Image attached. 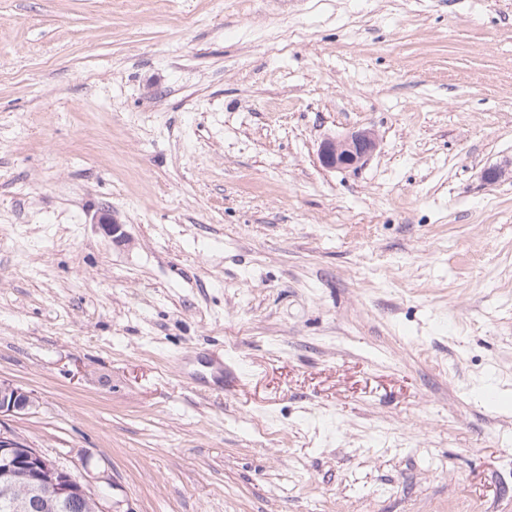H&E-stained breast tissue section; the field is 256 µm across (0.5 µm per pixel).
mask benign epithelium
I'll list each match as a JSON object with an SVG mask.
<instances>
[{
	"label": "benign epithelium",
	"mask_w": 512,
	"mask_h": 512,
	"mask_svg": "<svg viewBox=\"0 0 512 512\" xmlns=\"http://www.w3.org/2000/svg\"><path fill=\"white\" fill-rule=\"evenodd\" d=\"M374 132L360 130L342 139H327L319 160L329 169L363 163L376 149ZM34 404L31 392L0 381V417L19 414ZM0 484L6 489L5 506L11 512H66L93 494L66 469L14 435L0 429Z\"/></svg>",
	"instance_id": "1"
}]
</instances>
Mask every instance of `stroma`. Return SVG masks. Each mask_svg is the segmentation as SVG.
Instances as JSON below:
<instances>
[{"label":"stroma","mask_w":512,"mask_h":512,"mask_svg":"<svg viewBox=\"0 0 512 512\" xmlns=\"http://www.w3.org/2000/svg\"><path fill=\"white\" fill-rule=\"evenodd\" d=\"M496 166L512 0H0V427L112 512H512ZM374 132L360 130L342 139H327L319 148V160L329 169H344L363 163L376 149ZM34 404L31 392L13 383L0 381V417L19 414Z\"/></svg>","instance_id":"stroma-1"}]
</instances>
